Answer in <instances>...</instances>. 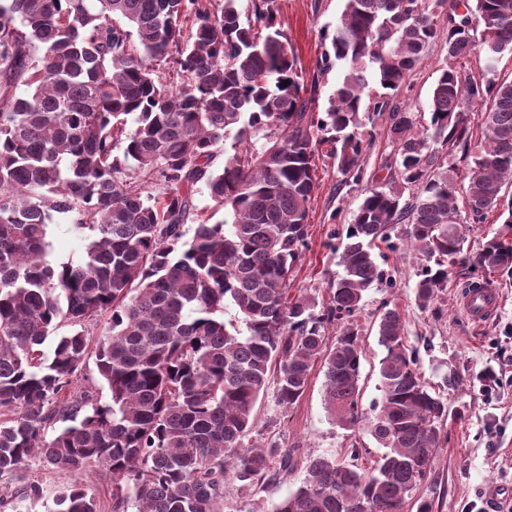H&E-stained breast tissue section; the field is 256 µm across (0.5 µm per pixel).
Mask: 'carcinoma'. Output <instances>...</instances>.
Listing matches in <instances>:
<instances>
[{
  "label": "carcinoma",
  "mask_w": 512,
  "mask_h": 512,
  "mask_svg": "<svg viewBox=\"0 0 512 512\" xmlns=\"http://www.w3.org/2000/svg\"><path fill=\"white\" fill-rule=\"evenodd\" d=\"M274 10V0L246 12L224 0L218 14L212 0H0V478L36 458L98 471L112 512H224L228 483L251 494L293 469V450L248 443L254 411L270 389L281 413L297 405L318 359L332 420L365 423L384 452L366 469L311 460L275 512H404L428 478L448 410L421 378L403 316L379 317L382 399L371 413L350 318L382 277L374 249L396 250L394 234L426 256L422 310L458 262L512 274V79L496 69L512 53V0H344L308 85ZM436 40L449 59L484 64L476 75L441 68L418 131L409 108L365 89L371 78L400 94ZM160 65L176 88L155 78ZM335 67L341 79L316 113L319 76ZM368 113L385 117L394 163L365 192L320 305L290 293L316 158L359 181ZM458 152L462 212L448 175ZM152 181L163 193H144ZM199 185L225 218L187 239ZM494 208L508 232L468 253L462 225ZM57 215L89 231L76 264L46 258ZM229 304L245 330L225 321ZM107 310L95 349L75 330L41 353L60 322ZM92 357L108 404L89 390L66 396ZM53 503L48 512H101L79 485Z\"/></svg>",
  "instance_id": "carcinoma-1"
}]
</instances>
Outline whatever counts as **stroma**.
I'll return each instance as SVG.
<instances>
[{
	"label": "stroma",
	"instance_id": "35a3bbf8",
	"mask_svg": "<svg viewBox=\"0 0 512 512\" xmlns=\"http://www.w3.org/2000/svg\"><path fill=\"white\" fill-rule=\"evenodd\" d=\"M275 5L277 23L297 65L304 77H311L321 57L323 32L335 25L344 0H276ZM447 62L444 43H430L423 63L407 78L410 90L401 103L411 109L418 125L429 123L431 90ZM366 130L371 141L361 183L346 181L332 158L318 160L320 188L310 205L308 248L296 265L292 289L320 301L327 299L328 283L340 271L339 254L328 248L331 232L345 231L372 175L382 173L394 154L384 118L367 122ZM47 240L52 262H76L84 254V237L68 219L55 220ZM424 263L423 254L408 245L388 254L381 264L385 282L368 288L352 318L364 348L362 403L368 408L382 397L379 362L384 351L378 344L377 319L385 308L398 306L405 318L406 339L418 353L422 379L448 407L445 438L430 475L416 492L418 499L431 501L433 512H512V277L455 266L439 300L424 311L415 304L417 273ZM472 282L489 284L499 294L496 314L481 325L474 324L462 310V299ZM489 369L498 383L488 394L481 375ZM251 440L263 447L278 442L294 448L301 463L329 457L352 460L367 468L381 453L367 427L344 429L331 420L324 402V373L318 365L311 371L300 402L288 412L276 411L272 397H265L257 408ZM302 477V470H295L281 483L248 497L240 496L235 485H228L226 504L235 512H274L275 505L297 488ZM33 483L43 490L35 512H45L46 503L65 483L85 486L104 504L112 502L111 487L99 475L62 473L36 459L7 481L18 493Z\"/></svg>",
	"mask_w": 512,
	"mask_h": 512
}]
</instances>
